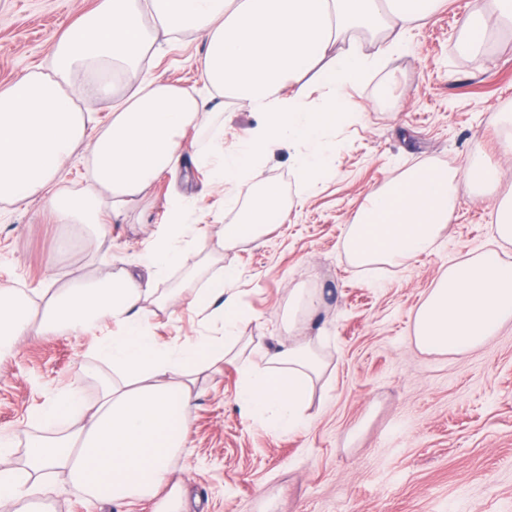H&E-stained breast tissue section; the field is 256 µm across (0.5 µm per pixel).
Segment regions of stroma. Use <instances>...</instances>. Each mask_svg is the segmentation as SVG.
Returning <instances> with one entry per match:
<instances>
[{"label":"stroma","mask_w":512,"mask_h":512,"mask_svg":"<svg viewBox=\"0 0 512 512\" xmlns=\"http://www.w3.org/2000/svg\"><path fill=\"white\" fill-rule=\"evenodd\" d=\"M96 0H0V88L25 71L47 69L53 43ZM474 0H447L415 29L406 51L383 60L365 84L349 89L353 117L329 132L335 163L316 190L300 198L290 151L264 167L279 187L284 220L259 240L217 251L238 272L235 288L251 314L246 356L288 341L315 342L327 363L308 425L276 434L245 419L236 403L238 362L203 372L187 413L190 434L173 468L190 512H512V326L461 356L420 352L412 343L416 309L448 266L495 247L486 201L465 177L457 205L433 250L382 274L353 269L342 238L365 196L416 165L464 169L480 158L500 165L497 192H512V158L500 152L495 112H512V31L497 33L480 53L461 51ZM202 47L193 37L164 43L151 75L190 87L199 80ZM236 208L205 168L164 176L130 200L120 215L103 203L106 237L83 224H57L44 196L0 202V283L64 288L138 267L145 247L181 200L188 221L216 243L251 202L233 190ZM202 284L181 268L155 281L157 294L179 292L176 315L145 303L152 331L179 344L210 335L212 322L190 309ZM296 288L316 289L317 312L288 326ZM100 332L23 338L0 360V430L39 433L31 414L64 387L98 396ZM54 512H154L89 501L77 486L45 481Z\"/></svg>","instance_id":"obj_1"}]
</instances>
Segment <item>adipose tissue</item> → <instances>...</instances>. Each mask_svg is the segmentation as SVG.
Listing matches in <instances>:
<instances>
[{
    "label": "adipose tissue",
    "mask_w": 512,
    "mask_h": 512,
    "mask_svg": "<svg viewBox=\"0 0 512 512\" xmlns=\"http://www.w3.org/2000/svg\"><path fill=\"white\" fill-rule=\"evenodd\" d=\"M443 0H98L54 43L48 71H29L0 90V202L17 204L47 193L78 149L90 156V185L83 192L47 193L58 224H101L100 191L112 211L186 163L187 130L209 126L229 100H241L259 123L224 149L223 126H209L197 165L214 184L251 186L276 149H293L300 195H308L333 162L327 133L349 118L347 89L365 83L379 60L402 51L410 32L426 24ZM512 27V0L478 5L462 26V46L482 49L498 28ZM370 32L359 42L358 31ZM200 41V88L181 87L143 74L155 57L158 35ZM315 82H307V74ZM135 80L112 105L107 126L76 105L82 96H108ZM319 101H312L314 89ZM464 175L476 191L495 188L499 166L471 160L464 171L435 164L406 170L394 183L370 192L342 241L351 266H401L431 249L455 207L453 182ZM498 246L449 266L415 312L413 341L426 353L463 355L512 322V193L490 204ZM282 217L279 191L266 185L263 203L249 218L222 229V244L258 240ZM202 237L184 206L151 239L142 271L124 270L95 283L33 293L0 284V359L17 339L40 331L79 334L113 326L97 348L112 368L98 375L99 395L87 403L73 386L39 407L42 434L26 440L25 461L14 463L16 434L0 432V512H50L40 498L42 479L84 489L92 500L124 503L158 498L157 512H183L182 480L171 462L186 446L192 376L224 358L241 355L242 325L250 315L232 286L233 266L208 273L201 258L193 274H207L194 306L220 325L215 336L178 345L151 331L141 304L152 283L183 267ZM43 301L34 309L33 298ZM324 362L312 343L282 344L263 352L260 365L240 369L235 401L244 415L286 433L304 426L306 409Z\"/></svg>",
    "instance_id": "1"
}]
</instances>
